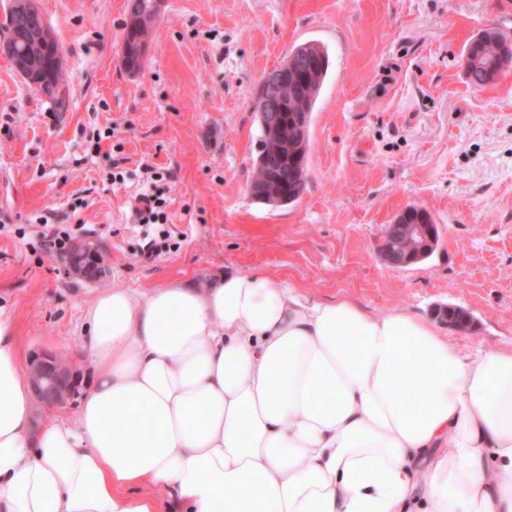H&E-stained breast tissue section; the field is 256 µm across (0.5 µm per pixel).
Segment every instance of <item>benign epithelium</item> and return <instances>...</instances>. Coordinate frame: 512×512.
<instances>
[{
    "mask_svg": "<svg viewBox=\"0 0 512 512\" xmlns=\"http://www.w3.org/2000/svg\"><path fill=\"white\" fill-rule=\"evenodd\" d=\"M18 15L30 24L31 49L15 57L14 68L20 76L34 88L51 81L63 87V60L56 58L52 68L48 69L38 63V52L55 41V37L45 21L39 0H15ZM316 74V63L310 59L291 58L280 66L267 71L261 78L258 96L261 98L260 122L266 137L282 148L294 152L299 157V147L280 140L279 114L283 111V91L288 88V79H293V86L304 90L310 78ZM409 244L402 251L379 250L381 258L391 266L406 267L428 256L437 242L435 225L410 224L407 226ZM97 245L80 240L73 243L67 256L66 265L69 272L89 282H97L106 276L104 263L97 259ZM28 378L34 401L43 410L65 408L78 398L83 390L81 372L74 360L54 352L37 355L28 368Z\"/></svg>",
    "mask_w": 512,
    "mask_h": 512,
    "instance_id": "7a95c632",
    "label": "benign epithelium"
}]
</instances>
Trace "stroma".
I'll return each instance as SVG.
<instances>
[{
  "instance_id": "obj_1",
  "label": "stroma",
  "mask_w": 512,
  "mask_h": 512,
  "mask_svg": "<svg viewBox=\"0 0 512 512\" xmlns=\"http://www.w3.org/2000/svg\"><path fill=\"white\" fill-rule=\"evenodd\" d=\"M127 0H41L65 59L66 105L30 87L0 53V307L26 355L71 357L84 380V307L256 272L318 301L436 319L461 349L512 345V74L476 88L468 44L512 36V0H163L143 67L120 62ZM324 43L332 71L313 119L307 187L272 208L249 193L259 81L289 50ZM110 130L92 152L90 130ZM157 172L145 180L144 167ZM157 185L167 220L146 224ZM439 230L423 262L386 264L378 244L405 208ZM57 230L98 245L106 278L70 275L31 244ZM169 251L143 253L145 234ZM151 189L155 191V193L144 192L140 193L137 197L138 206L135 208L137 214L141 215V219H143L144 214H149V219L152 218L153 221H157L160 219L166 220V215L159 211L162 205L164 204L161 198V190L156 187V185H151Z\"/></svg>"
}]
</instances>
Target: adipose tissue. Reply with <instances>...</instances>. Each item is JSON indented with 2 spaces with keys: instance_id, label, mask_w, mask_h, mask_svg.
Returning a JSON list of instances; mask_svg holds the SVG:
<instances>
[{
  "instance_id": "obj_1",
  "label": "adipose tissue",
  "mask_w": 512,
  "mask_h": 512,
  "mask_svg": "<svg viewBox=\"0 0 512 512\" xmlns=\"http://www.w3.org/2000/svg\"><path fill=\"white\" fill-rule=\"evenodd\" d=\"M77 422L0 309V512H512V347L240 272L97 293Z\"/></svg>"
}]
</instances>
